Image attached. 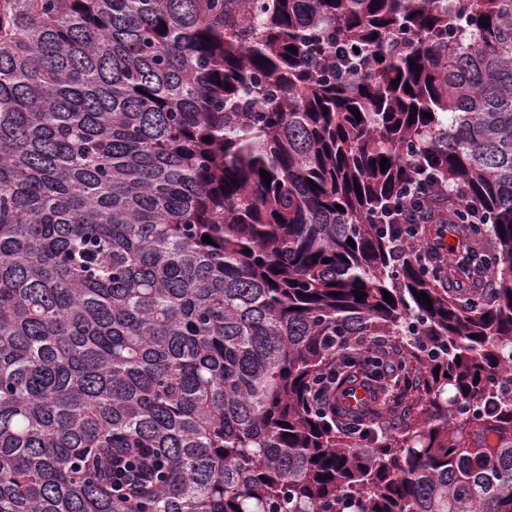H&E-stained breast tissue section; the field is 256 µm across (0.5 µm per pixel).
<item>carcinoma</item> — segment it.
Wrapping results in <instances>:
<instances>
[{
	"mask_svg": "<svg viewBox=\"0 0 512 512\" xmlns=\"http://www.w3.org/2000/svg\"><path fill=\"white\" fill-rule=\"evenodd\" d=\"M510 361L512 0H0V512H512ZM384 224H387L389 230L391 227H395V234L391 237L389 235L392 249L396 253H404L405 248L412 242L413 235L410 232L411 224H417L424 219V214L421 211H416L404 204L397 205L395 209H392L388 214H382L380 217Z\"/></svg>",
	"mask_w": 512,
	"mask_h": 512,
	"instance_id": "cac0c4a2",
	"label": "carcinoma"
}]
</instances>
